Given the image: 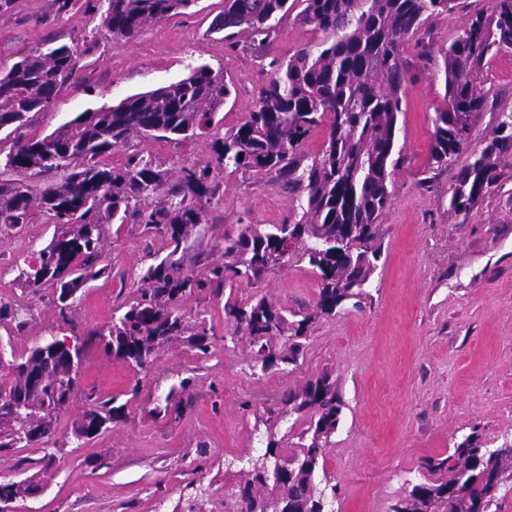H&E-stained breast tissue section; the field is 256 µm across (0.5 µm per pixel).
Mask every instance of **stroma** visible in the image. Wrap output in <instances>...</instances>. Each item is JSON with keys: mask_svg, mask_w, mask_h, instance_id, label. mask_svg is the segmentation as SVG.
<instances>
[{"mask_svg": "<svg viewBox=\"0 0 512 512\" xmlns=\"http://www.w3.org/2000/svg\"><path fill=\"white\" fill-rule=\"evenodd\" d=\"M222 6L198 0L188 13L116 44L101 26L99 0H77L61 14L53 0H12L0 9V69L46 40H98L52 106L30 113L27 134L46 136L81 113L166 86L203 64L223 72L233 89L219 112L220 131L238 125L269 76L267 58L317 52L323 36L291 14L265 50L244 30L231 44L209 31ZM489 7V0H461L405 43L396 143L402 160L377 223L380 258L361 298L312 323L296 364H257L224 304L263 298L287 316L313 309L320 273L299 247L254 283L186 292L176 308L186 321L204 322L207 351L188 336L173 337L145 373L115 361L97 332L137 298L147 267L167 256L163 236L138 224L104 225L105 273L86 275L63 304L58 289L34 293L21 277L56 227L35 210L29 224L0 234V305L21 312L0 321V356L9 362L62 336L86 345L80 383L55 423L53 461L42 463L33 448L0 450L1 482L34 476L42 486L37 496L14 500L12 512H189L194 483L210 490L202 512H224L225 485L240 481L244 460L261 456L268 439L297 452L310 417L288 410L285 400L325 373L343 402L314 475L329 512H391L433 476L427 459L446 458L465 437L478 435L491 449L512 442V156L501 162L498 185L468 212L452 209L449 195L461 167L494 137L501 113L512 110V52L482 70L488 107L476 115L466 151L442 166L430 161L431 119L447 106L444 55L471 16ZM134 154L173 174L215 161L208 135L180 144L134 138L113 152V166ZM219 182L218 204L182 255L184 268L198 274L223 262L225 238L302 215L298 194L271 175L227 170ZM185 378L184 408H168L167 394ZM104 400L120 406L119 417L78 443L74 425Z\"/></svg>", "mask_w": 512, "mask_h": 512, "instance_id": "1", "label": "stroma"}]
</instances>
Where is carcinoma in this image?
<instances>
[{
	"instance_id": "1",
	"label": "carcinoma",
	"mask_w": 512,
	"mask_h": 512,
	"mask_svg": "<svg viewBox=\"0 0 512 512\" xmlns=\"http://www.w3.org/2000/svg\"><path fill=\"white\" fill-rule=\"evenodd\" d=\"M301 10L296 19L324 35L321 50L306 49L268 62L271 77L256 104L239 125L214 139L216 164L222 168L271 174L288 190L306 196L295 224L248 227L224 243V264L197 276L183 268L177 255L190 229L205 224L220 184L211 165L181 169L172 179L152 158L132 155L124 166L108 158L136 136L184 142L215 123L231 95L224 76L201 65L169 85L126 97L112 107L81 114L52 134L17 136L0 161V234L28 223L36 205L47 222L60 228L40 256L42 270L25 272L36 293L60 286L59 300L75 292L84 272L102 259L105 224L134 221L167 239L165 259L147 268L140 299L112 320L105 351L133 369L147 371L162 340L188 330L173 306L186 289L218 288L235 281L254 282L278 259V246L292 237L322 280L317 311L290 321L265 300L247 306L224 304L254 347L262 366L293 365L308 324L336 314L357 296L381 254L376 226L391 200L389 186L398 161L393 159L398 115L402 112L405 69L403 46L434 14L451 11L457 0H224L209 26L229 40L244 27L260 46L275 39L289 2ZM103 25L118 43L146 27L181 15L198 0H104ZM491 13H478L460 30L444 58L447 108L434 113L430 160L446 164L468 146L476 113L486 106L480 73L488 58L512 50V0H491ZM95 39L70 44L46 42L0 71V130L23 128L28 114L48 108L76 74L81 56ZM321 126L327 127L319 152L310 157L300 147ZM512 154V112L501 114L496 135L464 165L450 190V206L468 210L501 178L500 158ZM53 174L35 191L31 177ZM291 331L288 352L274 342ZM37 346L10 365L0 381V450L45 448L54 431L64 397L76 389L75 365L49 364ZM293 410H313L307 440L300 452L282 455L269 440L264 455L248 460L249 479L224 487V512H327L325 492L313 477L335 432L342 402L328 375L288 395ZM120 408L98 403L74 427L78 440L91 439L119 414ZM431 472L448 471L442 482L416 484L392 512H491L507 472H512V443L493 450L478 436L458 443L444 459H429ZM25 486L0 487V502L9 503L40 489L36 477Z\"/></svg>"
}]
</instances>
